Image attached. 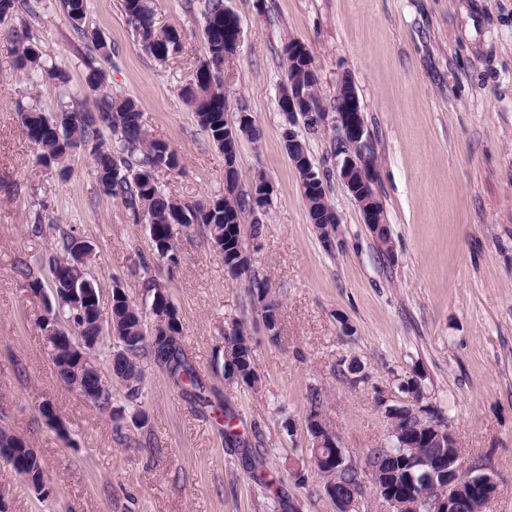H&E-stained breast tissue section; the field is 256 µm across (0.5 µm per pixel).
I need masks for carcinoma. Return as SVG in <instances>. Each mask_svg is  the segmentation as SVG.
I'll use <instances>...</instances> for the list:
<instances>
[{
	"mask_svg": "<svg viewBox=\"0 0 512 512\" xmlns=\"http://www.w3.org/2000/svg\"><path fill=\"white\" fill-rule=\"evenodd\" d=\"M60 4L77 34L91 41L100 55L106 57L112 53V45L83 28L86 0H60ZM123 7L134 24L140 42L156 59L162 61L178 52L180 40L177 33L154 28L151 0H123ZM23 9H30L27 0H0V24L9 21L13 14ZM204 35L208 58L224 59V0H208ZM10 44L19 69L57 85L63 92L67 91L70 82L67 71L44 59L28 35L15 33ZM206 65L205 61L199 65V70L181 88V96L193 108L199 126L222 150L224 126L228 123L224 79L219 72L211 76L201 74V69ZM288 71L297 83L312 93L316 91L318 82L311 80L310 73L302 66L290 63ZM20 116L29 140L37 147L39 161L58 168L63 175L69 169L68 161L74 151L80 147L88 148L103 193L121 199L133 219L148 224L152 242L161 244L166 256H174L176 227L171 224V218L175 211L180 210L189 223L204 227L209 244L224 241L222 258L231 275L238 276L247 271L250 260L244 253L245 234L254 238L260 233L259 222L255 219L250 228H245L246 218L251 214V196L239 194L233 203L227 204L233 212L232 223L228 224L224 222V210L213 211L201 201L183 203L162 189L155 181L153 172L159 167H179V158L167 144L149 138L142 126L136 100L129 96L111 95L98 99L92 110L64 102L52 117L32 108L21 111ZM106 131L114 136L115 142L111 143L105 138ZM308 213L310 221L316 224L334 223V216L313 197L310 198ZM74 242L75 237L70 234L63 235L57 241L54 245L55 255L49 258V269H54L70 253ZM86 267L84 263L75 270L69 284L51 281L54 306L47 310L48 318L40 323L48 354L69 389L76 391L113 421L119 422L128 415L126 407H112V382L115 381L125 390L126 401L134 408L128 417L136 422L143 416L137 404L143 381L139 359L148 353L189 398L203 400L204 385L185 354L182 324H147L144 308L132 303L118 288L112 289L109 319L101 318L99 310L91 306L85 318L77 319L81 337L92 343L94 351H100L107 345L106 339H112L113 350L109 358L111 377L104 375L93 358H75L67 352H58L53 336L48 334L50 323L64 325L74 318L73 292L86 295L98 293L97 282L88 274ZM247 335V330L241 324L224 333V349L231 351L234 357L232 363L224 365V378L253 386L258 382L259 375L252 347L245 344ZM311 454L319 471L333 484L339 500L349 498L350 491L361 486L356 467L341 469L330 464L334 449L313 447ZM0 459L24 480L36 483L45 476V464L39 452L28 443L22 447L16 446L15 434L2 425ZM369 466L382 485L397 474L406 476L410 469L406 457L392 448L375 451L369 459Z\"/></svg>",
	"mask_w": 512,
	"mask_h": 512,
	"instance_id": "carcinoma-1",
	"label": "carcinoma"
}]
</instances>
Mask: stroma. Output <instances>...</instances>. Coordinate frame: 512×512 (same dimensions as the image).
<instances>
[{"label": "stroma", "instance_id": "1", "mask_svg": "<svg viewBox=\"0 0 512 512\" xmlns=\"http://www.w3.org/2000/svg\"><path fill=\"white\" fill-rule=\"evenodd\" d=\"M242 35L224 64L228 120L248 113L258 138L237 150L238 189L265 177L272 195L259 211L261 233L247 240L251 274L233 277L200 227L178 230V263L157 257L148 226L102 192L89 153L68 177L41 165L19 107L54 115L58 87L18 69L7 40L29 30L70 75L84 108L103 92L133 97L148 135L179 156L154 177L192 203L224 192V155L180 95L207 58V0H154L157 27L182 48L160 61L147 53L123 0H87V30L112 45L103 60L63 14L41 0L36 15L0 25V422L37 448L44 498L0 464L8 512H337L311 453L310 394L357 467L366 492L353 512H385L372 492V450L391 445L386 404L407 380L450 418L462 471L489 467L498 485L486 512H512V0H224ZM304 44L333 110L336 84L351 75L377 157L378 195L394 260H387L336 171L331 133L288 128L279 108L289 43ZM305 142L341 219L332 247L312 224L285 132ZM94 248L88 272L109 310L113 288L144 303L156 281L183 325L186 356L206 386L194 405L152 358L138 404L144 425L111 420L57 376L39 320L42 296L30 276L61 234ZM265 280L278 330H266L251 277ZM251 330L260 379L224 378V332ZM51 402L67 428L61 440L41 415ZM230 414L237 443L226 442ZM262 460L275 482L262 485L246 458Z\"/></svg>", "mask_w": 512, "mask_h": 512}]
</instances>
